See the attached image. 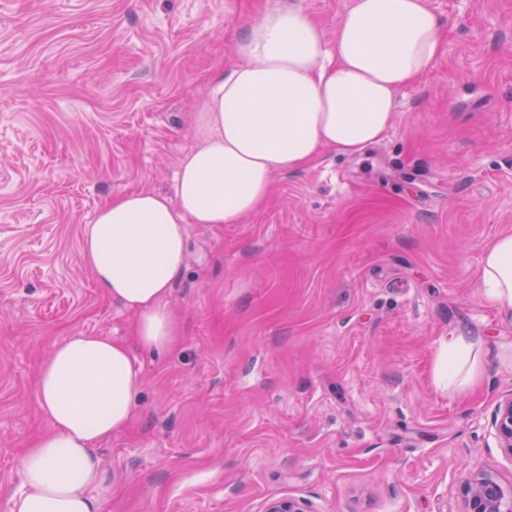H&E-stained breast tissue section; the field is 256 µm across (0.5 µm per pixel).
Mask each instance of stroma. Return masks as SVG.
I'll return each mask as SVG.
<instances>
[{
  "label": "stroma",
  "instance_id": "stroma-1",
  "mask_svg": "<svg viewBox=\"0 0 512 512\" xmlns=\"http://www.w3.org/2000/svg\"><path fill=\"white\" fill-rule=\"evenodd\" d=\"M282 0H0V512L46 430L36 375L75 333L133 316L80 261L97 206L172 192L197 102L244 22ZM448 28L383 139L277 176L239 224L188 227L179 343L136 352L134 420L100 444V512H462L512 361L434 381L439 337L512 341L480 258L512 232V0H430Z\"/></svg>",
  "mask_w": 512,
  "mask_h": 512
}]
</instances>
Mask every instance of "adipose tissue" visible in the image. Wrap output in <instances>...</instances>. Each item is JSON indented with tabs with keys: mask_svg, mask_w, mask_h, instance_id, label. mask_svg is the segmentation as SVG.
<instances>
[{
	"mask_svg": "<svg viewBox=\"0 0 512 512\" xmlns=\"http://www.w3.org/2000/svg\"><path fill=\"white\" fill-rule=\"evenodd\" d=\"M444 48L430 0H352L334 39L301 8L280 5L236 37L229 74L212 77L194 116L195 146L180 158L173 194L140 189L104 201L82 232L80 260L103 295L134 313L149 352L179 334L171 287L186 259L190 224H238L267 202L273 179L310 165L324 149L353 155L391 125L395 96L431 69ZM484 299L512 311V233L482 253ZM481 337H442L438 389L478 384ZM49 428L20 458L9 512H99L96 447L133 416L142 377L127 343L79 333L58 343L36 382Z\"/></svg>",
	"mask_w": 512,
	"mask_h": 512,
	"instance_id": "ef3b65f1",
	"label": "adipose tissue"
}]
</instances>
